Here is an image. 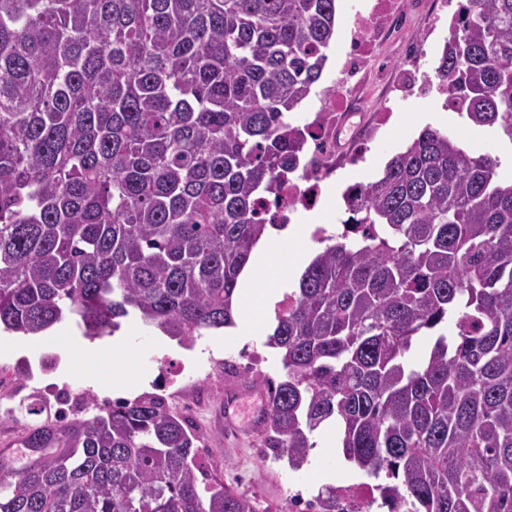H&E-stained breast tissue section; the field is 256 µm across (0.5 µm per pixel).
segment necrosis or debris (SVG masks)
<instances>
[{
    "instance_id": "4bbe7bcc",
    "label": "necrosis or debris",
    "mask_w": 512,
    "mask_h": 512,
    "mask_svg": "<svg viewBox=\"0 0 512 512\" xmlns=\"http://www.w3.org/2000/svg\"><path fill=\"white\" fill-rule=\"evenodd\" d=\"M434 0H417L414 10L401 8L399 0H373L367 11L357 13L342 46L344 64L338 83L332 84L320 108L305 125V137L296 153L297 171L281 184L275 200L262 201V209L275 214L277 223H297L299 215L312 210L323 198L327 181L336 170L338 160H349L350 150L341 149L336 134L349 121L340 107L345 87H352L357 106L369 108L375 91L387 81V67L374 52L407 27L411 13H425Z\"/></svg>"
}]
</instances>
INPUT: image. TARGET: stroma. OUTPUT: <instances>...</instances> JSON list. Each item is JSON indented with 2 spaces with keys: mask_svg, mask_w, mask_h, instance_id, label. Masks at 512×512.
<instances>
[{
  "mask_svg": "<svg viewBox=\"0 0 512 512\" xmlns=\"http://www.w3.org/2000/svg\"><path fill=\"white\" fill-rule=\"evenodd\" d=\"M443 7L435 18L420 17L402 36L401 41L385 44L381 52L386 64L396 71L399 67L402 42L420 43L423 52L414 83H406L399 76H392L382 92V104L389 108V122L361 141L363 159L358 164L337 169L332 176L328 212L320 213L321 223L327 224L344 216L342 193L348 185L376 180L375 165L388 161L419 134V127L410 119L416 112L436 113L435 128L464 139L468 149L475 153H492L499 157V173L503 180L512 179V141L500 129L486 128L477 138L470 135L469 121L458 113L445 109L436 92L421 96V85L428 78L443 51L448 34V23L458 8V0H442ZM367 0H336V36L327 52L328 60L318 83L317 95L305 100L299 110L291 115L294 124H301L305 113L316 111L319 94L330 86L341 64L340 48L356 11L365 9ZM122 336L128 337L130 348L118 361H105L101 366H77L75 358L63 354L53 343H35L30 337L15 335L9 350H0V368L14 365L19 357L31 363L48 355L56 356L54 369L35 373L30 387L22 396L6 399L13 408L14 417L0 420V463L21 467L19 441L25 424L32 418L19 408L21 397L44 394L48 384L66 383L85 395L87 405L113 393V365L121 363L129 376L128 399L137 400L150 395H167L169 409L184 417L199 436L198 449L210 473L223 478L225 484L255 500L258 512H284L288 490L294 484H303L307 496L317 494L322 487V474L330 473L336 484L366 481L367 476L343 455L327 454L316 450L324 431L316 429L310 436L314 445L308 462L300 470H292L287 461L273 459L263 446L262 433L242 428L228 433L224 430V394L226 389L250 384L262 388L269 377H279L278 356L267 347L264 337H252L240 344L226 340L223 331L198 338L193 347L186 349L178 344L164 346L158 343L157 330L134 321L122 324Z\"/></svg>",
  "mask_w": 512,
  "mask_h": 512,
  "instance_id": "obj_1",
  "label": "stroma"
}]
</instances>
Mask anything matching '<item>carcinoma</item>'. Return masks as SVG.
Returning <instances> with one entry per match:
<instances>
[{
  "instance_id": "carcinoma-1",
  "label": "carcinoma",
  "mask_w": 512,
  "mask_h": 512,
  "mask_svg": "<svg viewBox=\"0 0 512 512\" xmlns=\"http://www.w3.org/2000/svg\"><path fill=\"white\" fill-rule=\"evenodd\" d=\"M336 0H0V325L180 341L234 325L296 168ZM512 142V0H460L433 69ZM426 127L362 186L276 316L265 445L299 470L327 421L387 512H512V181ZM412 365L414 339L446 325ZM0 512H256L157 398L60 423L34 396ZM336 512V487L318 489Z\"/></svg>"
}]
</instances>
